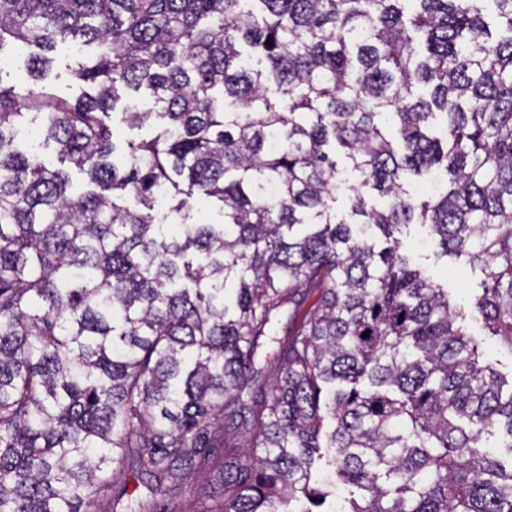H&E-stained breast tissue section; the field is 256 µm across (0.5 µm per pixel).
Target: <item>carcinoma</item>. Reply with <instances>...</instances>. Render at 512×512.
Masks as SVG:
<instances>
[{"instance_id": "cac0c4a2", "label": "carcinoma", "mask_w": 512, "mask_h": 512, "mask_svg": "<svg viewBox=\"0 0 512 512\" xmlns=\"http://www.w3.org/2000/svg\"><path fill=\"white\" fill-rule=\"evenodd\" d=\"M68 42L94 94L39 130L85 192L17 140L43 93L0 85V512H512L479 451L512 450V382L463 330L512 351V0H0L32 78ZM111 112L161 129L118 161ZM176 177L224 223H156ZM410 224L481 270L469 310Z\"/></svg>"}]
</instances>
